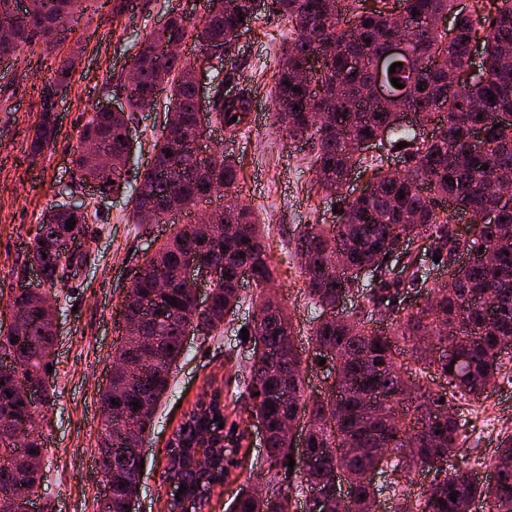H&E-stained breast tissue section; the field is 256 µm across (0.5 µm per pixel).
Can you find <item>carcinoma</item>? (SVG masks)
Returning a JSON list of instances; mask_svg holds the SVG:
<instances>
[{
	"instance_id": "carcinoma-1",
	"label": "carcinoma",
	"mask_w": 512,
	"mask_h": 512,
	"mask_svg": "<svg viewBox=\"0 0 512 512\" xmlns=\"http://www.w3.org/2000/svg\"><path fill=\"white\" fill-rule=\"evenodd\" d=\"M200 23L180 16L150 33L133 56L139 80L126 95L127 110L110 112L106 106L81 127L72 153L74 187L87 179L97 182L105 196L129 192L133 223L142 209L156 212V223L211 198L213 184L229 190L239 181L240 162L215 150L201 157L191 139L196 126V93L190 60L156 51L180 36L193 39L201 51L230 56L235 33L251 29L258 18L253 0H206ZM364 0H270L272 14L288 19L296 37L288 40L275 73L274 103L280 127L291 138L317 136L314 161L316 183L327 195L349 196L348 173L363 164V143L378 139L393 148L407 143L405 175L377 165L370 190L346 203L336 224H312L297 236L294 253L304 279V295L311 311L308 343L313 357L305 358L295 345L288 311L270 292H260L257 316L248 329L249 340L262 344L251 362L237 366L247 378L249 403L224 404L221 421L246 439L242 424L252 417L268 425L266 462L249 478L266 484V491L232 500L230 512H289V496L304 497L325 478L342 476L336 494L350 498V512H369L375 496L387 492L396 500L395 512H473L475 503L488 512H512V431L503 435L490 459L493 478L481 482L455 466L457 448L468 440L466 419L448 412L452 401L466 406L486 394L490 381L512 377V203L494 195L497 179H512V123H499L502 112L512 113V0H476L473 10L456 12L460 25L449 38L432 25L436 15L450 12L455 0H400L404 19L414 33L402 66L391 77L412 86L406 100L380 99L365 93L376 80L372 58L386 50L401 20L383 8L367 10ZM92 0H33L32 12L14 17L0 11V24L12 29V39L0 41V58L17 55L33 38L47 45L78 22ZM483 42L488 67L484 77L458 91L455 73L471 67L472 40ZM309 65L307 79L298 76ZM71 63L64 61L49 83L68 86ZM167 91L164 112L177 115L175 125L164 121L151 144V156L136 186L127 188L126 168L133 143L126 127L135 113L154 110L157 96ZM494 100H489L487 92ZM250 101L224 99V80L213 86L211 122L237 130L247 117ZM416 111L417 124L438 120V133L426 140L416 129L394 126L399 110ZM237 120H232V117ZM54 131L49 113L30 144L32 156L42 154ZM484 134L483 154L461 150L474 132ZM98 143L112 160L100 169L84 150ZM176 170L171 180L167 172ZM471 217L472 232L463 240L449 227L450 216L438 211L440 201ZM494 209L495 224L482 222V213ZM222 211L228 223L244 226L242 233L215 243L205 224H180L147 255L139 269L136 294L152 306V315L130 308L141 319L140 332L157 339L154 349L139 361L112 366V392L100 397L105 438L99 458H112V512H123L125 497L140 489L141 460L121 452L128 423L137 421V408L156 410L170 386L172 365L184 350V330L212 336L224 319L240 307L237 273L250 269L256 286L274 281L276 266L263 241L253 212L225 198ZM74 219L69 230L66 222ZM104 222L102 206L85 214L71 213L60 202L38 225L26 265L41 269L44 281L54 286L67 281V270L87 262V254L68 253L59 247L61 234L85 235L88 225ZM431 239V262L436 268H454L452 280L431 289L432 299L413 311L404 305L402 292L423 288L426 269L414 257L415 240ZM487 245L494 249L486 264L456 262L461 249ZM196 253L224 266V280L212 288L207 309H194L193 285L183 277L187 257ZM372 266L374 282L359 280L358 270ZM164 281L169 288L160 290ZM353 293L352 311L339 313L345 294ZM174 304H169V301ZM8 311L23 320L19 328H4L0 321V349L13 353L34 379L53 364L54 344L43 321L41 300L21 293ZM435 336L442 353L420 349L426 336ZM326 360L336 374L335 389L313 398L305 396V367ZM410 392L407 402L366 408L364 394L397 396L402 383ZM12 397H7V394ZM117 404H111V401ZM138 406H133V403ZM37 407L15 391L13 379L0 374V418L20 425ZM308 414L309 448L321 458V470L304 474L299 465L288 467L292 445L285 421ZM219 421V422H221ZM214 422V425H219ZM416 468L433 474L430 486L418 496L400 488L397 474ZM374 470L390 474L383 485L370 480ZM455 499H450V496Z\"/></svg>"
}]
</instances>
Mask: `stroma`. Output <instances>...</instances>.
Masks as SVG:
<instances>
[{
	"label": "stroma",
	"instance_id": "stroma-1",
	"mask_svg": "<svg viewBox=\"0 0 512 512\" xmlns=\"http://www.w3.org/2000/svg\"><path fill=\"white\" fill-rule=\"evenodd\" d=\"M122 11L105 7L86 12L75 30L58 38L54 49L34 40L15 60L0 62V307L24 275L26 256L43 214L66 200L73 183L71 154L78 132L103 94L108 77L121 75L141 41L168 17L185 15L200 22L203 0H122ZM292 35L287 20L262 16L224 61V90L250 92L252 110L237 133L217 129L214 145L238 159L243 169L238 186L243 204L264 224L265 242L279 265L273 291L290 311L299 348H307L309 313L301 292L303 278L293 256L294 239L308 224H332L342 202L325 196L314 181L316 143L295 139L280 129L272 97V75ZM78 62L70 84L57 98L55 132L47 148L30 157L27 146L40 122L39 91L61 61ZM102 203L105 221L90 225L81 242L89 263L76 278L50 289L59 305L58 337L50 374L52 402L37 419L46 444L43 474L50 490L46 512H100L102 482L98 448L104 437L100 395L112 372V357L123 337L121 308L131 277L151 244L168 238L173 224L193 221L189 212L173 224H133L125 195ZM246 301L228 316L219 335L188 339L176 364L170 388L157 407V419L143 443V480L138 512H164L168 484L165 448L173 430L209 383L223 385L225 398L243 395V378L232 366L247 361L251 343L241 329L257 310L255 285L241 290ZM470 445L456 458L458 466L486 478L498 435L512 431V380L499 379L488 397L468 416Z\"/></svg>",
	"mask_w": 512,
	"mask_h": 512
}]
</instances>
